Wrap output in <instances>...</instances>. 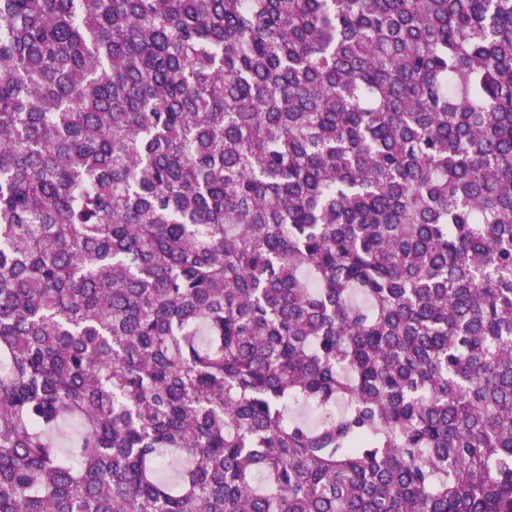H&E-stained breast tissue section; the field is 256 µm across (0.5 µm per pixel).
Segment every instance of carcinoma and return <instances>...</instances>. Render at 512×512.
I'll return each instance as SVG.
<instances>
[{
  "label": "carcinoma",
  "mask_w": 512,
  "mask_h": 512,
  "mask_svg": "<svg viewBox=\"0 0 512 512\" xmlns=\"http://www.w3.org/2000/svg\"><path fill=\"white\" fill-rule=\"evenodd\" d=\"M0 512H512V0H0Z\"/></svg>",
  "instance_id": "carcinoma-1"
}]
</instances>
